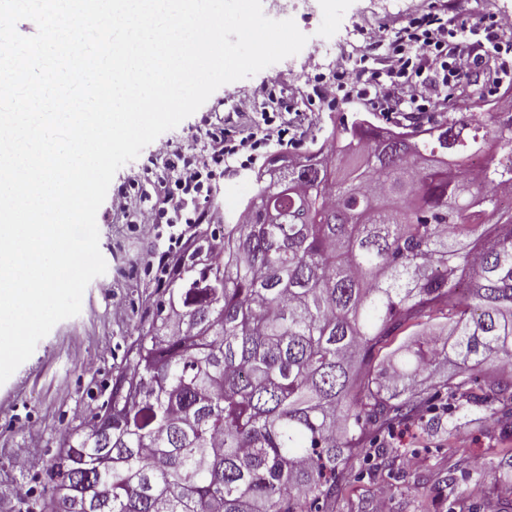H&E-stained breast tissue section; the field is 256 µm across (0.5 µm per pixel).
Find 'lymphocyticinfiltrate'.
<instances>
[{"label": "lymphocytic infiltrate", "instance_id": "lymphocytic-infiltrate-1", "mask_svg": "<svg viewBox=\"0 0 512 512\" xmlns=\"http://www.w3.org/2000/svg\"><path fill=\"white\" fill-rule=\"evenodd\" d=\"M472 28V22L449 8L448 0H431L422 17L396 22L390 48L380 59V69L366 75L367 80L374 83L377 102L384 111L411 109L425 98L424 72L461 76L466 57L479 49L478 44L464 41ZM287 133V127L282 124L266 125L261 133L255 134L227 130L211 121H203L199 134L206 144L201 152L193 153L168 142L157 145L156 167L151 178L155 199L150 207L138 206L129 187H123L112 196V210L134 216L139 231L146 235L153 231L159 213L184 214V228L175 234L158 260L159 265H172L179 247L189 242L197 225L224 221L220 210L199 205L203 172L212 171L228 157L256 149L261 143L284 142Z\"/></svg>", "mask_w": 512, "mask_h": 512}]
</instances>
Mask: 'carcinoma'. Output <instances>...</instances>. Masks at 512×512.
<instances>
[{"instance_id": "cac0c4a2", "label": "carcinoma", "mask_w": 512, "mask_h": 512, "mask_svg": "<svg viewBox=\"0 0 512 512\" xmlns=\"http://www.w3.org/2000/svg\"><path fill=\"white\" fill-rule=\"evenodd\" d=\"M406 121L385 134L340 118L258 179L244 220L160 271L112 395L17 512H312L336 499L367 424L427 410L414 381L440 360L456 364L458 408L488 404L474 371L489 361L512 401V115ZM439 314L447 336L373 364Z\"/></svg>"}]
</instances>
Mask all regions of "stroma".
I'll return each instance as SVG.
<instances>
[{"label":"stroma","mask_w":512,"mask_h":512,"mask_svg":"<svg viewBox=\"0 0 512 512\" xmlns=\"http://www.w3.org/2000/svg\"><path fill=\"white\" fill-rule=\"evenodd\" d=\"M403 3V9L389 13L378 0H316L305 10L289 5L268 10L269 18L293 19L309 39L329 41L332 54L315 55L306 47L252 77L223 85L193 115L163 133V140L199 151L203 142L191 134L203 117L238 130L258 129L259 119L238 115L236 106L240 97L264 88L282 96L289 111L299 112L303 136L286 146L271 144L248 164L234 165L223 174L216 193L202 200V207L234 210L238 197L255 194L256 176L271 159L308 154L330 134L340 116L360 113L379 127H396L397 114L379 111L366 100L346 96L332 103H313L308 95L316 75L329 71L331 58L344 55L350 46L359 55L377 52L391 37V22L418 16L429 0ZM428 92L447 93L449 103L466 114L512 112V68L495 71L492 59L479 55L455 87L447 90L435 81ZM154 150V145H147L137 159L122 166L110 191L126 186L130 176L142 175L135 193L142 206H150L153 189L146 174L154 167ZM96 221L99 248L107 263L103 280L91 281L79 315L57 323L32 356L0 385V512H14L19 497L40 493L50 484L45 470L19 469L16 459L25 455L49 459L61 433L106 401L156 297L158 257L177 230L174 216L169 215L152 235H143L130 218L114 216L106 203ZM104 280L111 282L110 291L101 289ZM428 393L437 426L416 416L396 421L391 432L367 425L364 454L353 460L341 481V493L323 512H376L381 486L392 492L387 512H512V471L496 467L501 450L512 448V424L483 407L449 413L447 388L433 385ZM454 419L459 427L451 433L446 425Z\"/></svg>","instance_id":"35a3bbf8"}]
</instances>
